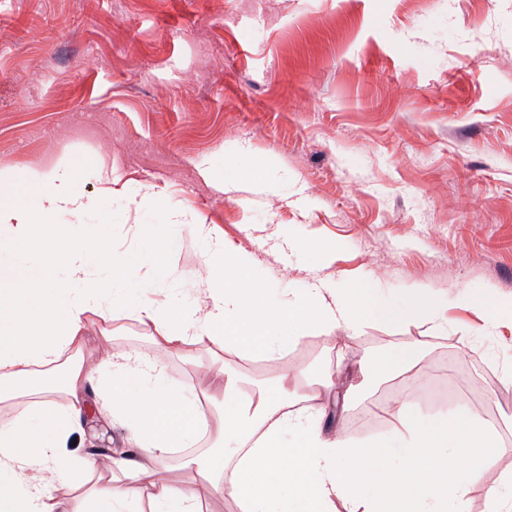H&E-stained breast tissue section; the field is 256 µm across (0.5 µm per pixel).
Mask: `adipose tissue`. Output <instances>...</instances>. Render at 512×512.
I'll return each instance as SVG.
<instances>
[{"mask_svg": "<svg viewBox=\"0 0 512 512\" xmlns=\"http://www.w3.org/2000/svg\"><path fill=\"white\" fill-rule=\"evenodd\" d=\"M90 168L82 160L37 178L18 170L0 179V512H131L143 500L149 512H203L208 499L224 497L241 512H272L286 486L312 512H382L379 499L359 494L377 473L395 497L422 502V512H464L478 486L488 512H512V473L498 468V433L478 417H424L395 402L396 464L346 436L326 435L323 409L292 411L262 390L240 393L233 414H212L195 386L173 379L156 355L162 349L206 367L230 390L224 352L276 362L310 328L356 329L367 315L365 296L317 290L274 311L248 295L245 265H227L218 248L203 257L197 306L172 311L155 289L136 307L145 348L113 344L112 317L124 305L123 289L141 288L142 262L86 244L84 218L117 196L121 180L115 169H94L96 188L83 189L80 176ZM46 250L58 254L56 263L27 262ZM97 264L108 277L93 274ZM93 321L111 349L90 366L84 333ZM90 427L121 431V447L75 449L74 435ZM202 440L213 451L187 461L194 481L156 480L169 455ZM464 448L474 450V463L451 469ZM406 469L415 473L409 484Z\"/></svg>", "mask_w": 512, "mask_h": 512, "instance_id": "1", "label": "adipose tissue"}]
</instances>
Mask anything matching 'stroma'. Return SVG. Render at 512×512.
<instances>
[{
	"label": "stroma",
	"mask_w": 512,
	"mask_h": 512,
	"mask_svg": "<svg viewBox=\"0 0 512 512\" xmlns=\"http://www.w3.org/2000/svg\"><path fill=\"white\" fill-rule=\"evenodd\" d=\"M79 157L126 171L112 248L158 253L140 274L173 307L199 302L208 243L168 208L244 254L260 305L370 294L352 333L225 355L242 387L333 373L354 391L325 425L357 441L387 435L390 401L452 419L461 399L512 472V325L468 303L512 293V0H0V172ZM418 288L434 318L383 320ZM406 350L410 371L358 389L361 361ZM165 223L179 226L198 237L208 239H218L219 237V233L215 228L209 227L206 224H200L197 214L191 209L168 210Z\"/></svg>",
	"instance_id": "35a3bbf8"
}]
</instances>
